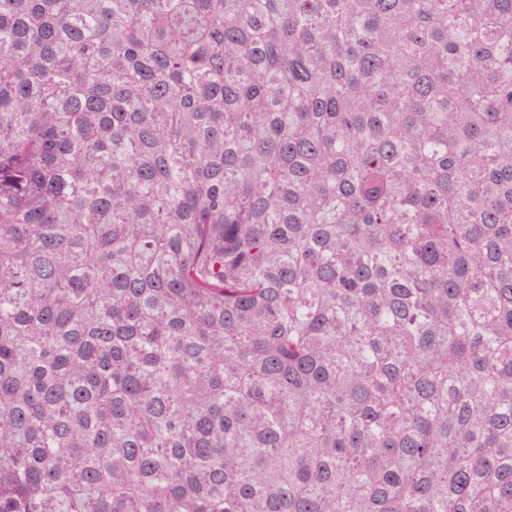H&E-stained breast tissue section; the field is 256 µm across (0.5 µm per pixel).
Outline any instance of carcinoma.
I'll use <instances>...</instances> for the list:
<instances>
[{
    "label": "carcinoma",
    "instance_id": "1",
    "mask_svg": "<svg viewBox=\"0 0 512 512\" xmlns=\"http://www.w3.org/2000/svg\"><path fill=\"white\" fill-rule=\"evenodd\" d=\"M0 512H512V0H0Z\"/></svg>",
    "mask_w": 512,
    "mask_h": 512
}]
</instances>
